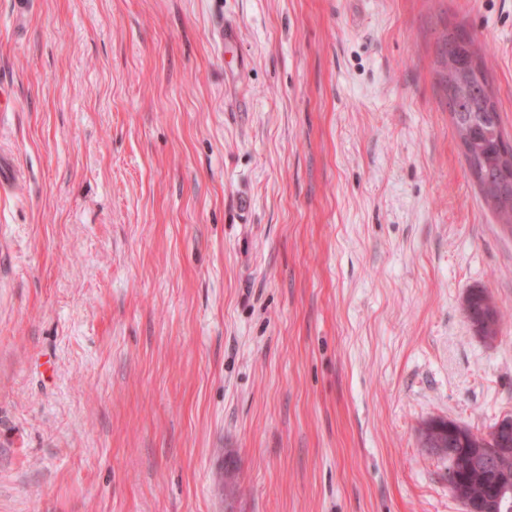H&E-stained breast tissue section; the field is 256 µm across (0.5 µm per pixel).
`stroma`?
Returning <instances> with one entry per match:
<instances>
[{
	"label": "stroma",
	"mask_w": 512,
	"mask_h": 512,
	"mask_svg": "<svg viewBox=\"0 0 512 512\" xmlns=\"http://www.w3.org/2000/svg\"><path fill=\"white\" fill-rule=\"evenodd\" d=\"M459 27L512 136V0H0V512H461L419 429L512 415V231ZM448 108L452 124L465 144V162L470 176H481L486 189L478 188L489 204L499 224L512 231V199L510 205H495V189L499 183H512V148L506 143L500 112L495 100V89L485 63V49L463 29L447 36ZM450 77L459 80L450 94ZM507 150H510L508 156ZM510 157V165L506 157Z\"/></svg>",
	"instance_id": "1"
}]
</instances>
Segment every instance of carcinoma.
<instances>
[{"instance_id": "cac0c4a2", "label": "carcinoma", "mask_w": 512, "mask_h": 512, "mask_svg": "<svg viewBox=\"0 0 512 512\" xmlns=\"http://www.w3.org/2000/svg\"><path fill=\"white\" fill-rule=\"evenodd\" d=\"M448 76L458 80L454 92L448 95L452 124L465 144L468 172L481 176L486 188L480 195L491 208L498 223L512 231V204L495 205V189L499 183H512V164L506 157L512 145L504 134L495 89L485 63V49L463 30L447 36Z\"/></svg>"}]
</instances>
